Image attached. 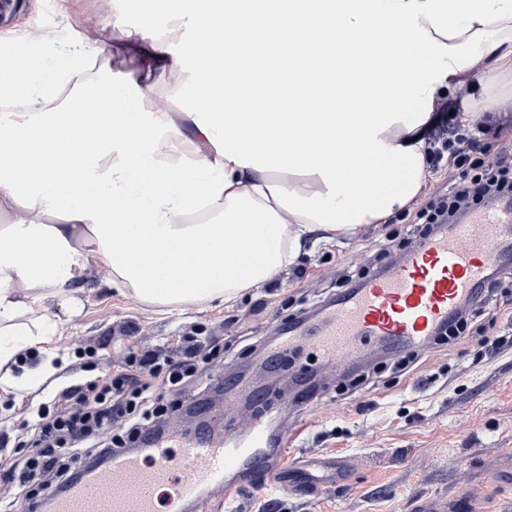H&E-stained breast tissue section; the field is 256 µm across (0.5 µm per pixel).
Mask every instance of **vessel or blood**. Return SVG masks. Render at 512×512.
I'll return each instance as SVG.
<instances>
[{
  "label": "vessel or blood",
  "instance_id": "obj_1",
  "mask_svg": "<svg viewBox=\"0 0 512 512\" xmlns=\"http://www.w3.org/2000/svg\"><path fill=\"white\" fill-rule=\"evenodd\" d=\"M360 39L388 48L389 27L371 25ZM350 105L357 112H373L385 105L381 94L356 91ZM512 259V202L493 212H474L449 230L435 231L414 242L402 260L382 274L371 276L362 288L339 299L319 322L298 328L271 346L282 350L310 347L323 363L345 368L350 356L386 347L400 355L427 347L458 310L473 298L489 271ZM288 404L274 414L260 412L243 427L214 440L205 433L158 448L152 459L137 454L112 461L67 493L54 496V512H161L163 500L221 512L216 491L225 494H266L288 486L295 463L287 461L286 437L273 432L271 419L287 420Z\"/></svg>",
  "mask_w": 512,
  "mask_h": 512
}]
</instances>
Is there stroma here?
I'll return each mask as SVG.
<instances>
[{"mask_svg":"<svg viewBox=\"0 0 512 512\" xmlns=\"http://www.w3.org/2000/svg\"><path fill=\"white\" fill-rule=\"evenodd\" d=\"M188 15L186 0H144L139 6L132 0H0V35L39 31L65 43L94 25L101 37L88 54L111 56L112 71L121 77L136 63L118 47L120 30L156 33L170 54L183 57L198 40ZM499 87L503 100L480 135L492 154L512 147V79H500ZM447 179L444 171L431 175L414 204L396 211L392 223L366 225L348 238L307 242L288 270L226 303L156 308L112 288L101 268L89 264L81 278L80 311L45 300L46 313L58 324L56 336L34 348L19 369L0 363V436L12 434L23 403L54 379L58 364H77L92 380L119 370L127 347L171 344L192 333L220 336L224 370L239 372L248 386L234 400L230 422L243 421L248 397L260 396L263 409L276 403L273 381L282 372L298 383L300 397L315 401L301 418L304 429L290 456L311 465L335 454L358 462L350 477L320 494L276 495L275 512H410L419 497L458 499V512H512V480L498 471L501 454L512 448V278L504 280L478 325L468 326L463 338L439 340L406 370L390 360L364 367L343 385H317L313 377L323 372L321 363H308L301 353L264 375V356L248 343L252 337L271 339L275 326L310 309L337 271L393 265V255L381 249L386 236L411 222ZM486 335L508 342L488 352L481 344ZM86 342L96 345L97 354L77 358Z\"/></svg>","mask_w":512,"mask_h":512,"instance_id":"1","label":"stroma"}]
</instances>
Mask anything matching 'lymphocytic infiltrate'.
I'll list each match as a JSON object with an SVG mask.
<instances>
[{
  "instance_id": "1",
  "label": "lymphocytic infiltrate",
  "mask_w": 512,
  "mask_h": 512,
  "mask_svg": "<svg viewBox=\"0 0 512 512\" xmlns=\"http://www.w3.org/2000/svg\"><path fill=\"white\" fill-rule=\"evenodd\" d=\"M435 110L429 139L433 168L451 165L460 173L449 177L405 225L397 244L401 250L430 231L448 229L473 210L512 197V152L484 158L475 131L449 125L447 100L438 101ZM223 345V337L207 336L176 348H133L121 371L98 381L74 377L52 388L46 400L29 402L22 424L38 453L0 462V512H16L20 497L35 483L45 491H67L75 482L71 460L111 458L125 452L132 439L147 434L161 438L160 423L172 408L171 397L197 391Z\"/></svg>"
}]
</instances>
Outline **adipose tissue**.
I'll use <instances>...</instances> for the list:
<instances>
[{
    "mask_svg": "<svg viewBox=\"0 0 512 512\" xmlns=\"http://www.w3.org/2000/svg\"><path fill=\"white\" fill-rule=\"evenodd\" d=\"M198 28L231 26L245 0H195ZM261 42L226 40L192 46L186 88L192 111H146L143 85L181 65L143 30L124 39L139 58L137 78L112 77L98 61V81L61 107L42 104L51 89L79 71V51H45L46 36L0 41V102L38 104L35 112L0 113V359L48 341L55 324L29 312L56 297L77 310L81 273L104 267L114 288L173 309L231 301L294 264L313 234L348 237L406 207L427 168L426 134L442 92L491 63L512 74V0H291L287 12H262ZM374 22L391 25V50L376 64L373 86L383 111H349L346 89L358 60L337 47ZM327 67L318 75L310 44ZM220 76L235 98L288 90L275 112H228L209 92ZM324 100L303 112V96ZM91 98L108 107L101 124L84 127ZM85 129L72 162L60 158L70 136ZM207 152H200V145ZM383 160L388 176L358 183L356 157ZM245 240L244 261L224 252Z\"/></svg>",
    "mask_w": 512,
    "mask_h": 512,
    "instance_id": "ef3b65f1",
    "label": "adipose tissue"
}]
</instances>
